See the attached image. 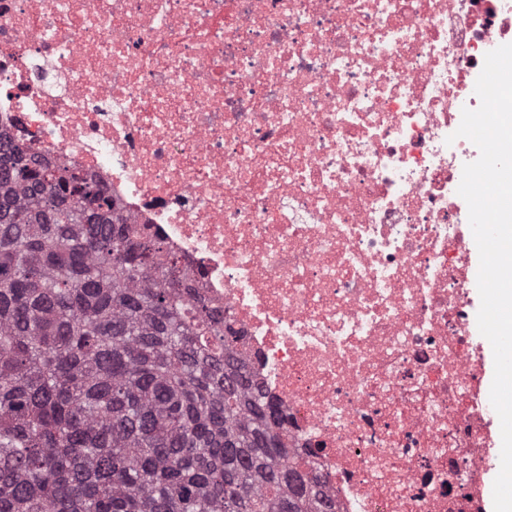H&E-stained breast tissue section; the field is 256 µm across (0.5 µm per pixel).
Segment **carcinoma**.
Listing matches in <instances>:
<instances>
[{
    "label": "carcinoma",
    "instance_id": "1",
    "mask_svg": "<svg viewBox=\"0 0 512 512\" xmlns=\"http://www.w3.org/2000/svg\"><path fill=\"white\" fill-rule=\"evenodd\" d=\"M237 340L94 176L0 134V512H329Z\"/></svg>",
    "mask_w": 512,
    "mask_h": 512
}]
</instances>
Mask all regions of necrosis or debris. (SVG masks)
I'll list each match as a JSON object with an SVG mask.
<instances>
[{
    "label": "necrosis or debris",
    "mask_w": 512,
    "mask_h": 512,
    "mask_svg": "<svg viewBox=\"0 0 512 512\" xmlns=\"http://www.w3.org/2000/svg\"><path fill=\"white\" fill-rule=\"evenodd\" d=\"M507 43L499 0H0V132L179 256L336 512H486L454 133Z\"/></svg>",
    "instance_id": "4bbe7bcc"
}]
</instances>
